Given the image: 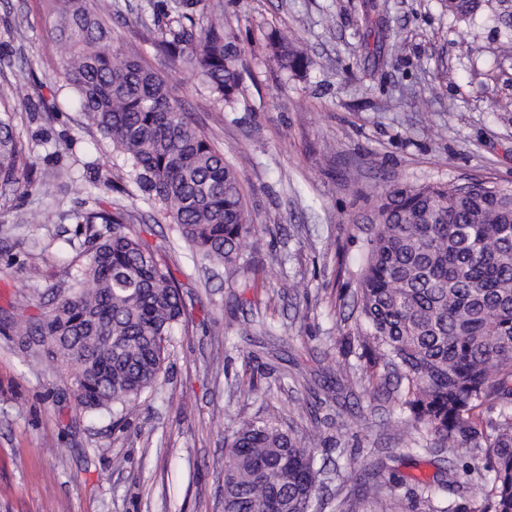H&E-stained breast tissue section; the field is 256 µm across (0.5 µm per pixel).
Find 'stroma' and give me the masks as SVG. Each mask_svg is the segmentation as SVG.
I'll return each instance as SVG.
<instances>
[{
	"label": "stroma",
	"mask_w": 512,
	"mask_h": 512,
	"mask_svg": "<svg viewBox=\"0 0 512 512\" xmlns=\"http://www.w3.org/2000/svg\"><path fill=\"white\" fill-rule=\"evenodd\" d=\"M174 0H112V43L142 60L238 172L264 225L250 267L215 272L176 245L172 225L127 186L124 166L87 131L68 91H54L58 50L44 0H0V102L17 107L32 146L28 185L0 194V512H224L227 444L240 418L301 408L284 427L318 430L327 466L318 512H336L351 468L376 467L393 512H429L426 485L478 507L462 477L483 448L408 454L391 387L346 384L344 339L371 230L372 206L395 182L512 181V54L491 12L462 21L441 0H203L240 37L244 95L218 105L201 79L154 46ZM306 50L304 77L267 44ZM23 85L35 110L21 108ZM69 168L74 181L54 174ZM110 179L112 189L98 183ZM121 204L169 262L191 315L168 345L167 382L116 418L79 408L51 359L16 332L49 286L82 261L79 214ZM29 213L33 222L21 223ZM308 288L294 292L293 281ZM461 478L440 486L449 472Z\"/></svg>",
	"instance_id": "stroma-1"
}]
</instances>
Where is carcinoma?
<instances>
[{
    "label": "carcinoma",
    "instance_id": "carcinoma-1",
    "mask_svg": "<svg viewBox=\"0 0 512 512\" xmlns=\"http://www.w3.org/2000/svg\"><path fill=\"white\" fill-rule=\"evenodd\" d=\"M48 35L60 57L55 83L74 94L86 125L128 162L142 200L176 226L197 260L240 265L261 240L240 178L224 152L193 124L166 81L112 45V0H45ZM176 20L158 29L157 48L202 78L232 110L240 94L241 50L215 16L195 20L200 0H175ZM506 0H445L467 19ZM281 69L303 71L297 44L273 43ZM32 149L0 111V190L31 180ZM85 259L67 287L19 335L44 348L77 405L117 417L166 374L167 344L188 310L180 284L120 210L82 215ZM102 224L105 231L94 229ZM353 336L363 338L369 380L403 386L398 422L423 426L440 448L489 449L477 480L490 487L478 512H512V183H395L380 193L367 238ZM224 512H312L322 468L305 434L281 415L243 420L229 444ZM357 491L382 502L375 473L352 470Z\"/></svg>",
    "mask_w": 512,
    "mask_h": 512
}]
</instances>
